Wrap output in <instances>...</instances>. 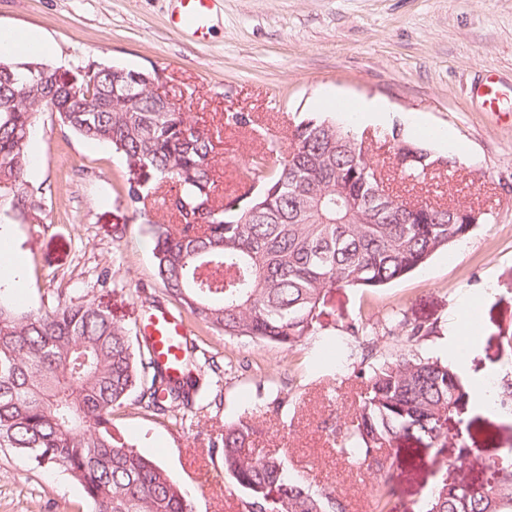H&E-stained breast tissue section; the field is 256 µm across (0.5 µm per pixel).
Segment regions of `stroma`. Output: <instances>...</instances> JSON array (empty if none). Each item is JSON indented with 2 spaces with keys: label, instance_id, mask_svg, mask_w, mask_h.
<instances>
[{
  "label": "stroma",
  "instance_id": "35a3bbf8",
  "mask_svg": "<svg viewBox=\"0 0 512 512\" xmlns=\"http://www.w3.org/2000/svg\"><path fill=\"white\" fill-rule=\"evenodd\" d=\"M202 36L174 25V0H0V30L44 37V62L64 70L96 63L157 71L160 91L202 125L217 113L245 112L247 127H225L215 142V178L224 201L244 196L241 172L274 140L287 153L293 124L306 115L343 121L339 105L365 97L382 102L388 124L409 132L417 122L450 133L427 138L454 158L414 195L454 200L482 213L471 235L434 254L408 277L366 291L327 292L314 336L293 349L229 338L193 318L185 324L215 370L200 380L183 418L159 416L129 397L112 427L164 466L190 494L195 512H243L209 457L211 435L241 418L258 422L259 455L288 451L315 488L337 492L347 512H372L377 480L335 452L354 411L361 365L398 356L447 357L462 337L454 310L463 296L483 297L482 331L472 371L512 372V0H217ZM492 84L498 106L481 95ZM26 179L41 189L42 219L21 222L0 209L22 251L28 284L21 305L49 309L61 299H91L130 331L141 330L147 297L177 311L156 276L148 220L169 221L160 196L145 214L130 208L128 168L111 147L86 140L42 114L30 141ZM435 325L419 342L392 333L391 315ZM365 318L370 337L344 334ZM463 418L481 458L512 452V415L467 408ZM452 448L409 442L395 472L398 512H423L441 480L479 484V465L449 468ZM82 489L63 472L0 448V512H80Z\"/></svg>",
  "mask_w": 512,
  "mask_h": 512
}]
</instances>
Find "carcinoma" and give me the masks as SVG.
<instances>
[{
	"instance_id": "carcinoma-1",
	"label": "carcinoma",
	"mask_w": 512,
	"mask_h": 512,
	"mask_svg": "<svg viewBox=\"0 0 512 512\" xmlns=\"http://www.w3.org/2000/svg\"><path fill=\"white\" fill-rule=\"evenodd\" d=\"M144 72L112 73L79 91L50 68L39 84L23 70L0 68V207L39 216L42 198L25 179L41 101L53 96L60 122L121 153L134 176L126 201L142 211L164 190L174 223L149 221L157 277L167 296L196 321L230 338L292 348L316 332L332 288L373 290L398 281L475 229L474 209L417 198L408 208L384 174H375L363 142L312 116L291 131L288 153L273 167L262 155L242 171L259 187L217 200L215 145L200 127L146 82ZM158 79V72L144 73ZM391 177L416 186L448 167V158L392 128ZM184 377L171 380L147 339L90 300L49 311H22L0 299V448L68 472L87 512H193L187 491L163 466L112 431V410L137 393L157 415L191 406L199 391L197 346L183 345ZM362 388L336 452L379 477L373 512H397L391 482L401 443L455 449L450 466L479 460L461 427L470 387L440 357H398L360 373ZM496 401L512 408V374ZM260 434L241 418L211 441L244 512H346L338 496L316 491L290 468L288 454L257 456ZM480 484H439L425 512H512V455L486 464Z\"/></svg>"
}]
</instances>
